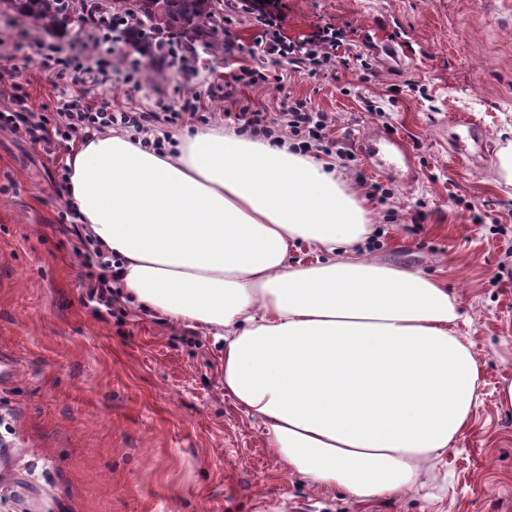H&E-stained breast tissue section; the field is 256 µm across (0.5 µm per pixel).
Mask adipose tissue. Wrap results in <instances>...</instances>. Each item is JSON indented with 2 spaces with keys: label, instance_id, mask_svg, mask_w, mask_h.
<instances>
[{
  "label": "adipose tissue",
  "instance_id": "obj_1",
  "mask_svg": "<svg viewBox=\"0 0 512 512\" xmlns=\"http://www.w3.org/2000/svg\"><path fill=\"white\" fill-rule=\"evenodd\" d=\"M68 203L132 303L207 331L224 391L311 483L366 501L416 486L470 424L481 366L437 279L368 259V201L336 163L200 129H127L67 161ZM316 255L290 264L297 243Z\"/></svg>",
  "mask_w": 512,
  "mask_h": 512
}]
</instances>
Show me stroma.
Returning a JSON list of instances; mask_svg holds the SVG:
<instances>
[{"mask_svg":"<svg viewBox=\"0 0 512 512\" xmlns=\"http://www.w3.org/2000/svg\"><path fill=\"white\" fill-rule=\"evenodd\" d=\"M297 38L330 24L348 33L352 60L335 76L289 74L283 89L224 81L246 59L257 29L232 27L233 52L203 46L180 67L158 70L135 42L74 17L64 30L20 23L0 9V78L27 85L32 106L54 105L47 54L92 56L114 107L165 111L203 97L206 127L225 126L240 104L274 111L283 97L310 101L335 141L356 148L371 130H390L413 149L412 186L364 160L344 168L368 196L379 231L369 256L422 271L458 299L457 335L481 365L470 427L421 487L359 502L311 484L272 454L258 421L224 393V353L204 331L139 308L114 289L99 310L84 286L75 239L61 216L56 161L37 144L0 130V512H512V409L498 390L512 380V0H284ZM377 73L366 79L357 55ZM486 138H468L469 126ZM463 138L467 164L451 158ZM388 185L393 199L372 196Z\"/></svg>","mask_w":512,"mask_h":512,"instance_id":"35a3bbf8","label":"stroma"}]
</instances>
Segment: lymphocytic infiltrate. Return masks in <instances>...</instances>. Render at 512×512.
Segmentation results:
<instances>
[{
	"instance_id": "1",
	"label": "lymphocytic infiltrate",
	"mask_w": 512,
	"mask_h": 512,
	"mask_svg": "<svg viewBox=\"0 0 512 512\" xmlns=\"http://www.w3.org/2000/svg\"><path fill=\"white\" fill-rule=\"evenodd\" d=\"M241 19L258 29L260 50L226 82L227 95H234L240 86L283 85L288 74L279 68L283 62L290 65L292 72L314 77L334 74L337 66L345 61L339 49L347 41L346 30L326 24L302 37H289L282 0H224L225 25H234ZM54 73L57 79L67 82L69 94L65 99L42 112L30 111L23 105L0 113L1 128L29 138L48 153L57 152L59 145L73 138L88 137L112 126L149 134L158 124L195 120L203 109L197 96L190 106L171 107L164 112H146L137 107L114 109L104 98L86 89L96 76L92 62L72 69L58 67ZM226 118L234 124L237 133L276 142L291 140L293 151L302 155L328 154L335 146L328 135L327 115L302 101L282 99L274 112L245 106L227 113ZM71 231L78 241L76 254H90L94 262L95 269L88 272L86 280L90 297L104 307H111L112 289L118 282L116 271L106 255L94 249L92 239L79 225H72Z\"/></svg>"
}]
</instances>
